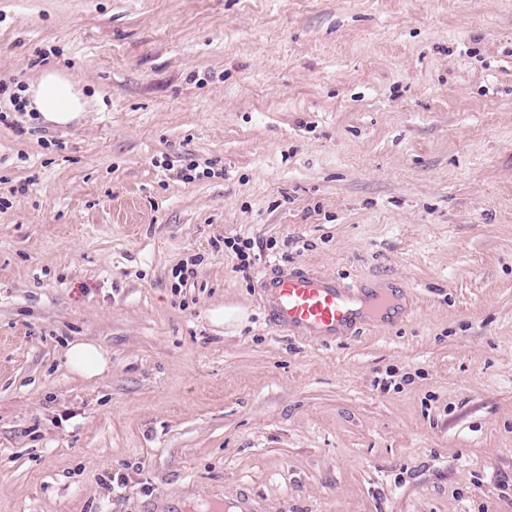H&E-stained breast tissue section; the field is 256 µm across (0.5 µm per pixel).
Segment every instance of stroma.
<instances>
[{"label":"stroma","instance_id":"1","mask_svg":"<svg viewBox=\"0 0 512 512\" xmlns=\"http://www.w3.org/2000/svg\"><path fill=\"white\" fill-rule=\"evenodd\" d=\"M52 66L95 106L0 122V512H512V0H0V78ZM304 262L410 312L295 339ZM66 365L76 374L93 377L107 371L109 360L95 343L76 341L66 351Z\"/></svg>","mask_w":512,"mask_h":512}]
</instances>
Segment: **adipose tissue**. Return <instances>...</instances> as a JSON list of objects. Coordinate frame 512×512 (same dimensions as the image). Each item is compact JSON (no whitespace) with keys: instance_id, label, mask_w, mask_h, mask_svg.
<instances>
[{"instance_id":"ef3b65f1","label":"adipose tissue","mask_w":512,"mask_h":512,"mask_svg":"<svg viewBox=\"0 0 512 512\" xmlns=\"http://www.w3.org/2000/svg\"><path fill=\"white\" fill-rule=\"evenodd\" d=\"M26 111L36 113L38 121L53 127L81 124L90 115L93 103L84 87L61 68H48L21 91ZM66 365L74 373L93 377L107 371L109 360L101 347L77 341L66 351Z\"/></svg>"}]
</instances>
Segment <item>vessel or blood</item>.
I'll list each match as a JSON object with an SVG mask.
<instances>
[{
    "label": "vessel or blood",
    "instance_id": "obj_1",
    "mask_svg": "<svg viewBox=\"0 0 512 512\" xmlns=\"http://www.w3.org/2000/svg\"><path fill=\"white\" fill-rule=\"evenodd\" d=\"M268 322L310 340L328 342L363 325L389 323L393 309L404 305L397 288H353L309 265L275 267L261 279Z\"/></svg>",
    "mask_w": 512,
    "mask_h": 512
}]
</instances>
